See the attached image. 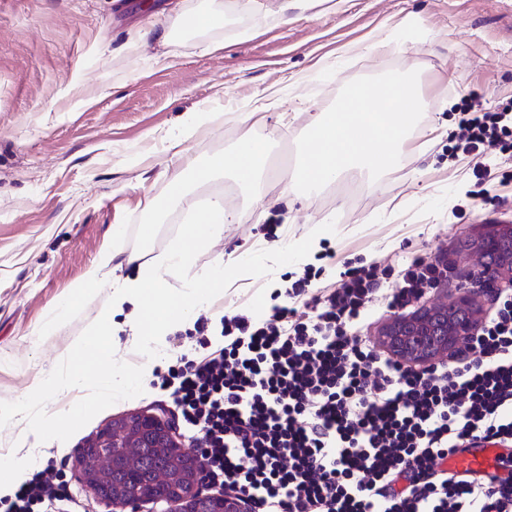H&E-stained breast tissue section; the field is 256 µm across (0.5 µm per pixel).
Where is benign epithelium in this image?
Returning a JSON list of instances; mask_svg holds the SVG:
<instances>
[{"label":"benign epithelium","mask_w":512,"mask_h":512,"mask_svg":"<svg viewBox=\"0 0 512 512\" xmlns=\"http://www.w3.org/2000/svg\"><path fill=\"white\" fill-rule=\"evenodd\" d=\"M467 262L480 269V286L462 288L451 304L422 306L409 317H395L380 333L382 345L390 352L418 365L448 357L463 341L481 327L480 313L490 289L505 280H512V225L492 228L466 254ZM136 433L126 439L112 436L118 425L110 423L98 434L86 439L74 451V477L82 485L92 488L103 500L136 505L144 501H171L179 505V512H199V502L207 500L208 512H248L246 498L235 494L205 495V462L195 451L181 442L175 422L163 413L148 412L137 415ZM144 439L157 448H168L179 457L189 476L181 485L158 481L145 486L134 483L121 497L112 495V486L100 473L99 467L88 471L82 461L123 441Z\"/></svg>","instance_id":"7a95c632"}]
</instances>
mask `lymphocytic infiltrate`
<instances>
[{
    "label": "lymphocytic infiltrate",
    "instance_id": "lymphocytic-infiltrate-1",
    "mask_svg": "<svg viewBox=\"0 0 512 512\" xmlns=\"http://www.w3.org/2000/svg\"><path fill=\"white\" fill-rule=\"evenodd\" d=\"M459 147L475 160L512 150V113L463 102ZM448 268L417 259L397 275L349 267L315 297L304 273L265 321L239 310L222 319L217 356L172 366L163 386L210 484L248 500L252 512H512V456L497 474L448 471L449 452L473 438L512 442V287L453 362L413 366L363 341L365 302L391 309L439 288ZM50 470L22 484L8 512L57 498Z\"/></svg>",
    "mask_w": 512,
    "mask_h": 512
}]
</instances>
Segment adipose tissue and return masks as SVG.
Masks as SVG:
<instances>
[{"label": "adipose tissue", "mask_w": 512, "mask_h": 512, "mask_svg": "<svg viewBox=\"0 0 512 512\" xmlns=\"http://www.w3.org/2000/svg\"><path fill=\"white\" fill-rule=\"evenodd\" d=\"M266 159L265 142L244 138L231 153L208 158L191 172L189 181L196 184L228 174L239 185L249 187L262 177ZM225 221L223 200L208 201L194 212L190 223L182 226L166 249L152 258L128 253L116 246L103 250L97 262L59 303L57 310L65 312L98 295L104 298V309L82 346L69 358L66 372L38 379L36 393L47 397L64 393L79 385L87 368L111 363L120 348V339L112 326L113 315L131 312L130 340L134 343L157 340L197 317L217 286L223 285L224 269L215 265L193 270L192 258L206 249L213 239L223 235ZM130 265L136 268L135 276H117V269ZM172 279L179 281V289L169 288L168 282ZM4 417L19 426L17 442L25 449L23 456L0 458V467L8 470L11 476L10 481L0 483V492L6 493L23 481L25 462L35 454L28 442L39 437L45 422L51 421L52 416L47 413L39 420L31 418L28 403L21 402L8 411L0 410V419Z\"/></svg>", "instance_id": "obj_1"}]
</instances>
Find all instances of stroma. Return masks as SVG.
<instances>
[{
	"label": "stroma",
	"instance_id": "obj_1",
	"mask_svg": "<svg viewBox=\"0 0 512 512\" xmlns=\"http://www.w3.org/2000/svg\"><path fill=\"white\" fill-rule=\"evenodd\" d=\"M222 4V20L196 32L178 30L177 17L208 0H0V407L63 369L97 320L99 297L41 331L111 246L113 225H125L126 251L160 252L188 212L172 200L177 174L244 136L273 141L259 188L200 185L234 217L195 258L199 270L223 264L224 295L160 343L122 345L118 361L135 373L152 366L154 378L101 405L105 382L92 369L72 397L50 400L63 416L75 401L95 406L67 431L46 429L28 465L54 469L62 495L50 512H111L73 480L75 448L112 420L171 407L159 374L223 348L225 311L275 301L309 266L322 295L344 263L395 272L414 258L454 264L452 283L429 297L446 303L471 283L458 262L463 246L483 225H512V151L487 155L491 175L479 184L453 137L465 97L491 112L512 109V0ZM150 23L176 28V58L155 42L137 44ZM392 70L418 71L426 101L400 165L375 181L353 173L308 198L283 196L285 166L311 120L346 83ZM253 108L257 124L239 123ZM141 224L158 225L153 241L138 238ZM326 224L333 233L320 255L274 256ZM249 256L252 268L242 270Z\"/></svg>",
	"mask_w": 512,
	"mask_h": 512
}]
</instances>
